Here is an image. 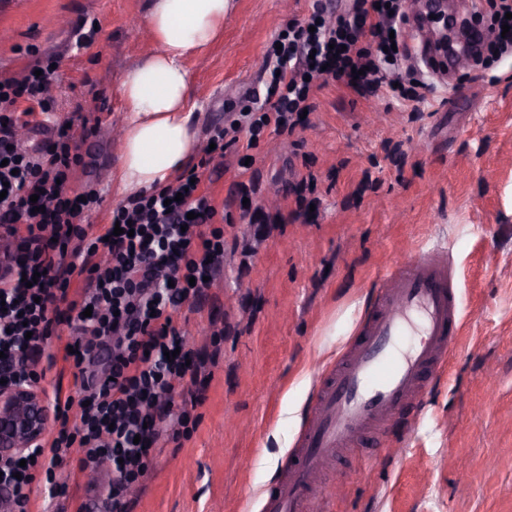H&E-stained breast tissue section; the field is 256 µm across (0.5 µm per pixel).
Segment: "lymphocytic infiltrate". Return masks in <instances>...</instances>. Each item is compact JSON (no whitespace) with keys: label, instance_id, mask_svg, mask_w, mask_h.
<instances>
[{"label":"lymphocytic infiltrate","instance_id":"f902f5d3","mask_svg":"<svg viewBox=\"0 0 512 512\" xmlns=\"http://www.w3.org/2000/svg\"><path fill=\"white\" fill-rule=\"evenodd\" d=\"M405 0H354L339 12L315 4L307 19L285 28L280 47L269 48L271 78L264 102L239 112L234 125L211 136L199 166L173 183L113 207L111 219L133 234L95 233L89 215L101 202L97 191L70 192L81 161L80 116L55 123L46 146L31 152L19 143L20 130L37 126L53 109L50 62L19 75L0 74V380L36 386L42 346L53 327L66 323L70 352L63 359L79 380L77 396L55 395V432L31 449L26 466L0 461V498L8 512H31V484L43 471L50 497L71 501L72 512H87L72 489L112 463V482L102 495L107 512H127L126 498L149 470L150 450L168 419L182 437L196 431L192 392L197 373L178 326L181 309H195L201 289L224 265V230L202 171L224 155L227 137L247 130L293 131L303 110H314V91L329 83L385 90L406 101L422 99L419 86L397 84L398 61L389 59L390 32L400 30ZM361 69L353 77V69ZM37 276L33 285L25 277ZM188 403H181V396ZM77 450L66 478L44 467V455L59 459Z\"/></svg>","mask_w":512,"mask_h":512}]
</instances>
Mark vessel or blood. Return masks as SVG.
I'll use <instances>...</instances> for the list:
<instances>
[{"instance_id":"vessel-or-blood-1","label":"vessel or blood","mask_w":512,"mask_h":512,"mask_svg":"<svg viewBox=\"0 0 512 512\" xmlns=\"http://www.w3.org/2000/svg\"><path fill=\"white\" fill-rule=\"evenodd\" d=\"M453 279L446 254L419 249L373 281L359 338L314 391L285 476L266 491L265 512H309V491L334 451L388 427L422 398L428 378L443 374L462 323ZM411 327L423 340L400 350Z\"/></svg>"}]
</instances>
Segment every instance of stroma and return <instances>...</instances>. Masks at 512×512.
<instances>
[{
    "label": "stroma",
    "mask_w": 512,
    "mask_h": 512,
    "mask_svg": "<svg viewBox=\"0 0 512 512\" xmlns=\"http://www.w3.org/2000/svg\"><path fill=\"white\" fill-rule=\"evenodd\" d=\"M313 3L233 0L223 40L187 61L199 142L248 92L265 91L267 47ZM148 7L0 0V71L18 75L57 54V117L79 110L91 120L71 188L101 192L89 216L98 231L121 201L112 190L120 84L152 48ZM405 10L400 71L432 84L425 100L329 85L304 125L228 150L207 180L224 208V267L199 310L181 312L205 401L191 438L163 434L130 512H261L322 368L349 343L375 277L413 246L446 248L453 261L458 346L414 428L398 422L331 457L315 512H512V54L487 68H432L447 20L426 0H406ZM92 20L101 25L94 45L76 50L72 25ZM245 206L258 224L242 223ZM68 338L58 326L45 346L55 365L39 385L44 399L76 392L62 359ZM290 405L288 425L280 413Z\"/></svg>",
    "instance_id": "stroma-1"
}]
</instances>
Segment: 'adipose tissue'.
Wrapping results in <instances>:
<instances>
[{
	"instance_id": "adipose-tissue-1",
	"label": "adipose tissue",
	"mask_w": 512,
	"mask_h": 512,
	"mask_svg": "<svg viewBox=\"0 0 512 512\" xmlns=\"http://www.w3.org/2000/svg\"><path fill=\"white\" fill-rule=\"evenodd\" d=\"M232 0H151L148 28L156 48L121 84L125 103L116 194L132 198L166 186L197 152L187 57L224 36Z\"/></svg>"
}]
</instances>
